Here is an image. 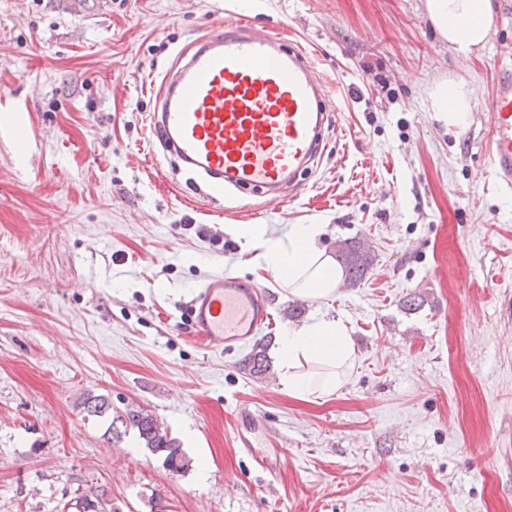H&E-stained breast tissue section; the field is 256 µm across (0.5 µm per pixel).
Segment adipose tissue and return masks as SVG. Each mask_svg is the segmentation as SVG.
Segmentation results:
<instances>
[{
    "mask_svg": "<svg viewBox=\"0 0 512 512\" xmlns=\"http://www.w3.org/2000/svg\"><path fill=\"white\" fill-rule=\"evenodd\" d=\"M425 10L439 36L463 55L483 49L488 41L491 0H425ZM430 109L450 127L466 125L472 96L466 81L450 78L437 83L430 93ZM319 224L292 225L286 237L270 238L260 226L241 232L289 295L322 300L336 292L343 272L333 256L318 244ZM353 355V343L343 325L322 321L287 329L277 356L281 384L302 401L330 396L343 383L341 369Z\"/></svg>",
    "mask_w": 512,
    "mask_h": 512,
    "instance_id": "ef3b65f1",
    "label": "adipose tissue"
}]
</instances>
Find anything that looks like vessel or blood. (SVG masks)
<instances>
[{"mask_svg":"<svg viewBox=\"0 0 512 512\" xmlns=\"http://www.w3.org/2000/svg\"><path fill=\"white\" fill-rule=\"evenodd\" d=\"M158 99L153 134L218 212L240 189L280 202L282 185L314 164L334 110L305 51L248 20L198 38L161 81ZM487 112L491 168L512 189V68L500 70ZM188 318L197 342L219 348L246 343L272 315L261 288L222 272L194 291ZM268 437L262 415L240 414L238 448L274 477L284 451Z\"/></svg>","mask_w":512,"mask_h":512,"instance_id":"vessel-or-blood-1","label":"vessel or blood"}]
</instances>
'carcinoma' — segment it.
Listing matches in <instances>:
<instances>
[{
    "label": "carcinoma",
    "mask_w": 512,
    "mask_h": 512,
    "mask_svg": "<svg viewBox=\"0 0 512 512\" xmlns=\"http://www.w3.org/2000/svg\"><path fill=\"white\" fill-rule=\"evenodd\" d=\"M336 256L343 265L348 282L355 285L361 282L371 270L374 256L370 249L361 241L344 239L337 245ZM270 340L260 339L252 345L245 359L250 374L261 377L271 369L267 350ZM112 405L102 396L90 395L83 402L82 409L89 416H103ZM122 426L138 432L152 454L163 458V465L173 473H184L189 469L190 461L180 448L178 441L171 437L170 430L151 411L137 407L130 408L124 414L117 416ZM73 508L76 512H116L112 501L106 497L105 490L88 487L79 490L76 496L64 504L63 509Z\"/></svg>",
    "instance_id": "cac0c4a2"
}]
</instances>
